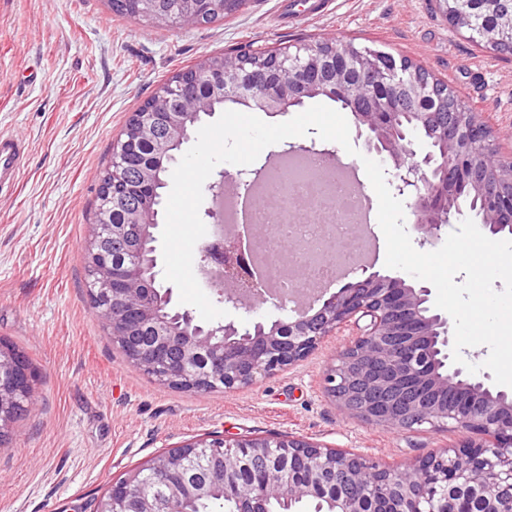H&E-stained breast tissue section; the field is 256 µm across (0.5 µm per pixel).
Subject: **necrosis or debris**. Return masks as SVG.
Returning a JSON list of instances; mask_svg holds the SVG:
<instances>
[{
  "instance_id": "1",
  "label": "necrosis or debris",
  "mask_w": 512,
  "mask_h": 512,
  "mask_svg": "<svg viewBox=\"0 0 512 512\" xmlns=\"http://www.w3.org/2000/svg\"><path fill=\"white\" fill-rule=\"evenodd\" d=\"M308 174L289 180L285 189L270 186L262 205L249 211V224L265 226L264 236L252 242L253 253L277 256L284 242L296 243L297 249L289 254V266H304L306 278L297 281L285 276L279 281L281 296L290 297L299 290H312L333 279L339 263L347 267L358 265L367 253L369 236L363 227L370 217L362 205L363 196L355 177L342 168L330 166L326 159L309 155L305 158ZM342 239H354L358 248L351 252H338L330 264L311 265L307 251L325 234Z\"/></svg>"
}]
</instances>
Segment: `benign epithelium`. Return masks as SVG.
<instances>
[{
	"label": "benign epithelium",
	"instance_id": "7a95c632",
	"mask_svg": "<svg viewBox=\"0 0 512 512\" xmlns=\"http://www.w3.org/2000/svg\"><path fill=\"white\" fill-rule=\"evenodd\" d=\"M208 85L217 101H233L270 114L301 107L320 93L351 108L364 148L390 167L396 194L406 199L416 242L424 246L456 223L468 199L480 201L477 216L486 237L512 236V161L501 159L481 113L464 100L454 112L435 106L437 86L411 69H386L357 59L347 42L302 44L270 54L262 47L249 58L207 59L165 82L159 91L166 109L145 107L131 114L112 149V191L128 185L117 158L151 138L159 120L170 134L159 150L189 142L199 113L188 109L193 88ZM438 130L436 149L417 158L416 124ZM337 151L284 143L277 158ZM262 163L232 173L221 169L206 184L204 215L212 226L199 248L198 272L228 308L253 316L248 327L235 322L202 326L171 307V291L155 288L158 275L156 212L143 211L126 224L104 217L85 246L91 271L88 293L106 336L126 361L160 384L197 392H231L252 385L307 358L348 325L357 334L325 376L326 392L355 418L407 431L427 424L457 432L450 448L429 452L401 468L380 467L364 457L309 440L288 437L199 439L152 458L149 465L112 484L95 512H185L192 496L220 493L238 499L241 512H268L311 496L330 481L338 493L328 512H501L500 488L512 487V391L490 384L487 372L469 373L453 362L454 325L434 309L431 289L361 264L353 278L328 298L273 299L252 270L248 247L223 222L221 200L229 189H249L266 174ZM271 303L273 321L255 318ZM34 373L0 345V437L8 435L32 396ZM204 476L193 484L167 481L165 494L141 491L149 474L173 476L194 464Z\"/></svg>",
	"mask_w": 512,
	"mask_h": 512
}]
</instances>
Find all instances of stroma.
Masks as SVG:
<instances>
[{
    "label": "stroma",
    "mask_w": 512,
    "mask_h": 512,
    "mask_svg": "<svg viewBox=\"0 0 512 512\" xmlns=\"http://www.w3.org/2000/svg\"><path fill=\"white\" fill-rule=\"evenodd\" d=\"M289 2L248 0L182 28L118 16L106 0H0V134L28 144L15 192L0 195V344L35 374L34 406L0 443V512H94L113 482L202 438L289 433L383 467L456 442L337 407L324 378L353 327L251 386L187 392L124 361L91 307L83 247L112 146L161 83L209 55L335 37L410 58L481 112L512 158V54L472 42L432 0H334L296 22Z\"/></svg>",
    "instance_id": "1"
}]
</instances>
